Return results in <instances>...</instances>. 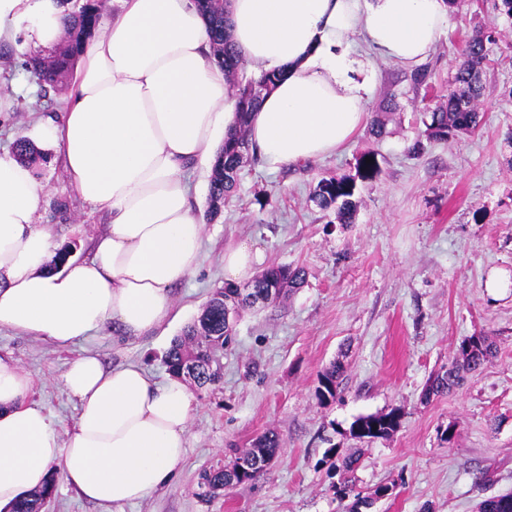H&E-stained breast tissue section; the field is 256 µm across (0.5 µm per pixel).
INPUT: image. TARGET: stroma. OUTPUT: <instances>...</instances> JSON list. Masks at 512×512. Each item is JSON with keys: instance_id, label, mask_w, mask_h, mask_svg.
Returning <instances> with one entry per match:
<instances>
[{"instance_id": "35a3bbf8", "label": "stroma", "mask_w": 512, "mask_h": 512, "mask_svg": "<svg viewBox=\"0 0 512 512\" xmlns=\"http://www.w3.org/2000/svg\"><path fill=\"white\" fill-rule=\"evenodd\" d=\"M495 3L453 7L422 64L424 85H415L413 69L378 61L367 112L385 121L383 136L362 129L336 153L277 172L247 162L223 219L204 227L196 273L172 291L174 319L158 331L129 339L107 331L67 349L0 331V353L31 375L37 399L66 427L75 410L60 377L84 352L168 378L164 355L223 286L228 245L251 242L264 268L304 269L301 288L241 311L220 354L222 380L192 390L186 457L172 483L123 512H345L332 488L331 448L359 455L358 491L393 486L370 512H477L481 500L512 492V21ZM491 33L480 127L410 154L423 113L448 94L464 45ZM0 66L17 89L12 109L0 112V149H9L40 114L62 111L64 94L41 91L8 48L0 47ZM364 154L379 172L358 184L354 223H338L312 191L320 179L353 174ZM33 171L42 187L37 224L71 259L87 258L107 215L70 189L52 152L42 151ZM496 277L505 287L490 288ZM473 335L489 337L495 358L460 388L423 401L431 376ZM337 360L344 372L336 398L320 403L318 377ZM393 410L401 421L387 438L368 443L350 434L357 417ZM450 426L456 436L447 442ZM266 432L283 443L267 470L201 498V471L231 466Z\"/></svg>"}]
</instances>
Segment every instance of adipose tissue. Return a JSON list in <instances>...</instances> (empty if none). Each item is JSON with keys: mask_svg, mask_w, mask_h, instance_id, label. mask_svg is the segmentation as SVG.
Masks as SVG:
<instances>
[{"mask_svg": "<svg viewBox=\"0 0 512 512\" xmlns=\"http://www.w3.org/2000/svg\"><path fill=\"white\" fill-rule=\"evenodd\" d=\"M80 56L61 118L24 137L54 150L68 183L110 216L91 256L50 268L56 245L34 215L31 168L0 152V330L67 348L106 329L139 337L172 312L192 275L204 226L190 175L210 170L237 121V99L213 60L196 0H119ZM235 50L254 74H276L247 127L271 170L347 143L367 118L376 58L414 67L447 30L448 0H228ZM62 0H0V44L27 54L64 36ZM61 382L71 426L33 400L31 377L0 356V510L40 489L51 465L88 501L120 507L171 484L183 461L193 395L137 364L106 368L89 353Z\"/></svg>", "mask_w": 512, "mask_h": 512, "instance_id": "1", "label": "adipose tissue"}]
</instances>
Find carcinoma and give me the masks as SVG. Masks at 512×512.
<instances>
[{
	"instance_id": "carcinoma-1",
	"label": "carcinoma",
	"mask_w": 512,
	"mask_h": 512,
	"mask_svg": "<svg viewBox=\"0 0 512 512\" xmlns=\"http://www.w3.org/2000/svg\"><path fill=\"white\" fill-rule=\"evenodd\" d=\"M71 5L64 45L58 52L32 60L26 65L31 77L45 88H64L68 85L76 61L84 44L97 30L101 17L95 0H66ZM207 17L214 55L227 73L228 81L238 99L237 125L227 140L211 169L207 198V220L215 221L224 215V204L234 192L238 175L250 152L246 130L253 112L257 111L263 95L276 84L277 77L263 74L259 77H244L245 60L235 51L224 18L222 0H197ZM496 42L495 36L476 38L467 42L464 60L456 67L446 101L429 113L424 122L425 130L411 146V153L424 151V140H448L460 131L476 129L482 115L478 111L481 96L480 72L488 61L489 45ZM15 153L24 162L36 159L39 151L24 139L15 142ZM378 166L374 156L363 155L357 160L356 175L340 178H322L314 192V201L323 209L336 207V219L341 224H352L356 216V179L369 180L375 176ZM304 282V271L286 265H271L250 284L238 290L220 287L213 291L200 315L182 331L165 355L168 371L198 387L212 385L222 379L221 366L216 354L232 341L235 324L226 321L225 306L232 302L241 310L262 300L275 301ZM495 356L493 344L486 336H471L462 341L448 366L427 385L425 399L450 392L463 380L464 374L481 370ZM343 366L332 364L320 376L316 395L320 403L327 404L336 398L337 379ZM401 414L393 411L386 414H371L356 418L350 426V434L360 440L374 441L388 437L400 425ZM279 437L269 432L257 439L250 448L242 451L229 468L205 469L200 474L201 496L214 497L258 478L269 462L279 453ZM357 459L347 456L340 459L336 470L343 479L336 487V497L344 501L352 496L354 501L346 512H362L369 509L387 486H378L373 494L363 496L355 491L351 474ZM56 485L50 478L46 486L23 495L5 507L7 512H45ZM479 512H512V493L488 498L479 505Z\"/></svg>"
}]
</instances>
